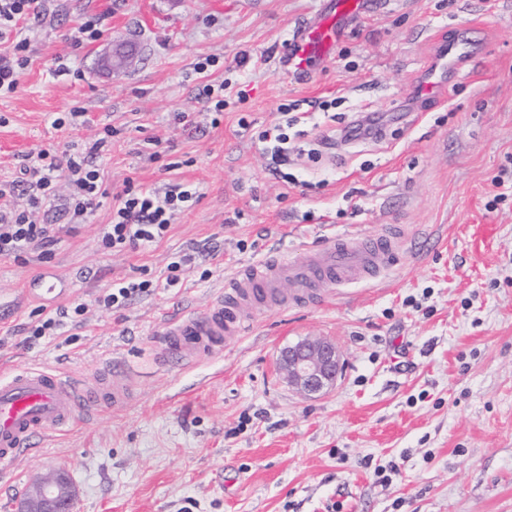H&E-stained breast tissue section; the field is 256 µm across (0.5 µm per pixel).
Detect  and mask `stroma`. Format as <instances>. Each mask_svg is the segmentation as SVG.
Here are the masks:
<instances>
[{
    "instance_id": "1",
    "label": "stroma",
    "mask_w": 512,
    "mask_h": 512,
    "mask_svg": "<svg viewBox=\"0 0 512 512\" xmlns=\"http://www.w3.org/2000/svg\"><path fill=\"white\" fill-rule=\"evenodd\" d=\"M323 7L46 0L31 22V62L0 95V178L40 149L108 124L117 133L100 160L109 194L90 223L72 230L51 211L44 253L0 257V370L97 378L121 359L130 370L113 379L132 398L16 459L0 477V512L54 468L76 488L75 512H512V0H387L349 23L308 77H287L283 44ZM96 13L108 19L89 43L79 28ZM451 39L476 47L465 79L439 102L419 100ZM317 98L345 119L380 113L381 139L328 149L309 134L293 141L288 178L273 175L258 134L281 122L279 105ZM211 99L223 100L221 118ZM75 107L88 123L56 127ZM171 174L200 199L154 248L102 252L112 193ZM392 227L406 249L387 273L261 312L196 365H160L166 312H204L239 267ZM177 253L194 258L181 287L93 307L112 280H164ZM42 276L60 292L29 294ZM77 300L89 305L81 326L26 342L43 311ZM307 337L343 354L336 384L310 396L278 369L281 351Z\"/></svg>"
}]
</instances>
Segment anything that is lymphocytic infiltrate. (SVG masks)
Listing matches in <instances>:
<instances>
[{"label":"lymphocytic infiltrate","mask_w":512,"mask_h":512,"mask_svg":"<svg viewBox=\"0 0 512 512\" xmlns=\"http://www.w3.org/2000/svg\"><path fill=\"white\" fill-rule=\"evenodd\" d=\"M37 0H0V40H9L0 51V93L14 92L30 58L28 39L22 38L25 24L38 18ZM115 134L105 127L101 137L66 149H41L32 164L20 168L13 180H0V256L24 259L32 251L52 242L55 227L38 222V213L62 204L71 226L88 223L100 197L111 195L112 219L99 235V247L106 253L137 252L156 246L171 229L188 204L196 202V186L180 181L167 182L150 190L126 183L122 190L108 193L104 173L95 160ZM67 182L69 193L60 196L58 185ZM184 258H173L167 265L164 283L150 279H120L108 285L96 302L105 309H119L137 297L154 294L158 286L172 288L181 281Z\"/></svg>","instance_id":"lymphocytic-infiltrate-1"}]
</instances>
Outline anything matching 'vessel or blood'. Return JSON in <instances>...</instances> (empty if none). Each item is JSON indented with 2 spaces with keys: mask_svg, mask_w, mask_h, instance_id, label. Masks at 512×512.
Here are the masks:
<instances>
[{
  "mask_svg": "<svg viewBox=\"0 0 512 512\" xmlns=\"http://www.w3.org/2000/svg\"><path fill=\"white\" fill-rule=\"evenodd\" d=\"M371 0H329L315 23L296 29L283 47L287 76L308 73L330 56L343 36L347 22L361 16ZM471 51L460 44L442 45L435 67L416 91L427 99L438 92L444 77L460 70ZM402 241L382 234L357 243L348 236H334L330 245L293 259L280 251L251 262L224 281V291L206 312L179 314L163 327L166 361L196 363L220 351L227 339L241 336L259 309L297 306L312 302L309 290L319 283L333 288L376 279L395 266ZM290 292H282V283ZM127 388L108 386L100 380H80L60 369L26 367L0 375V462L30 452L50 433H60L79 420L111 406L127 403Z\"/></svg>",
  "mask_w": 512,
  "mask_h": 512,
  "instance_id": "1",
  "label": "vessel or blood"
}]
</instances>
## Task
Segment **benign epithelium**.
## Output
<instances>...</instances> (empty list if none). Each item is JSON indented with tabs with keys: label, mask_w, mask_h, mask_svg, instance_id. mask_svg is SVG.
Wrapping results in <instances>:
<instances>
[{
	"label": "benign epithelium",
	"mask_w": 512,
	"mask_h": 512,
	"mask_svg": "<svg viewBox=\"0 0 512 512\" xmlns=\"http://www.w3.org/2000/svg\"><path fill=\"white\" fill-rule=\"evenodd\" d=\"M336 346L324 339H304L282 350L280 368L301 392L312 395L332 387L340 370ZM75 491L64 472L39 483L17 512H72Z\"/></svg>",
	"instance_id": "7a95c632"
}]
</instances>
